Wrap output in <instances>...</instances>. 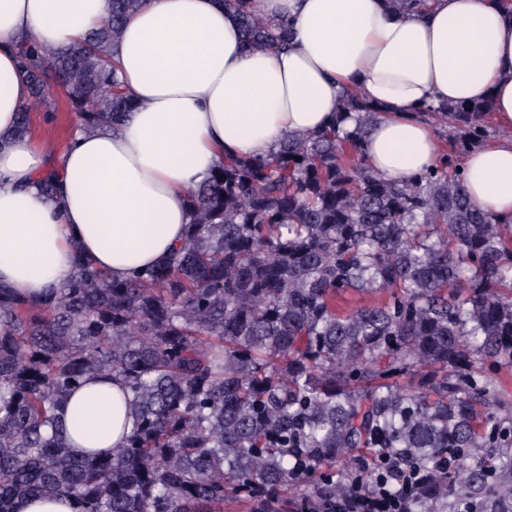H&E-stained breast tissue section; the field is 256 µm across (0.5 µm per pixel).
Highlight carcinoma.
Wrapping results in <instances>:
<instances>
[{
  "label": "carcinoma",
  "mask_w": 512,
  "mask_h": 512,
  "mask_svg": "<svg viewBox=\"0 0 512 512\" xmlns=\"http://www.w3.org/2000/svg\"><path fill=\"white\" fill-rule=\"evenodd\" d=\"M142 0L81 41L16 45L31 105L57 83L93 132L136 108L111 48ZM249 50L286 48L288 21L224 0ZM456 153L488 132L486 106L427 105ZM380 111L349 92L330 128L266 158L224 157L187 196L183 242L114 279L81 256L39 300L0 287V512L25 496L81 512H336L369 493L362 453L425 482L409 512H512V448L485 458L512 379V223L471 203L448 154L387 181L361 157ZM381 294L352 310L347 295ZM92 376L125 386L131 429L74 456L59 422Z\"/></svg>",
  "instance_id": "obj_1"
}]
</instances>
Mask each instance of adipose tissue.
Returning a JSON list of instances; mask_svg holds the SVG:
<instances>
[{
  "instance_id": "obj_1",
  "label": "adipose tissue",
  "mask_w": 512,
  "mask_h": 512,
  "mask_svg": "<svg viewBox=\"0 0 512 512\" xmlns=\"http://www.w3.org/2000/svg\"><path fill=\"white\" fill-rule=\"evenodd\" d=\"M288 18L286 49L246 51L222 0H145L113 48L137 109L118 125L74 133L62 154L14 133L29 87L14 45L57 49L104 23L110 0H0V284L40 298L74 255L121 279L178 245L186 198L224 156L268 157L291 136L333 123L351 89L379 108L364 159L384 179L431 168L441 145L428 103L486 105L507 135L460 161L471 202L512 221V5L433 0L424 12L387 0H257ZM59 169V191L40 179ZM75 455L114 446L126 423L121 381L93 377L64 414Z\"/></svg>"
}]
</instances>
